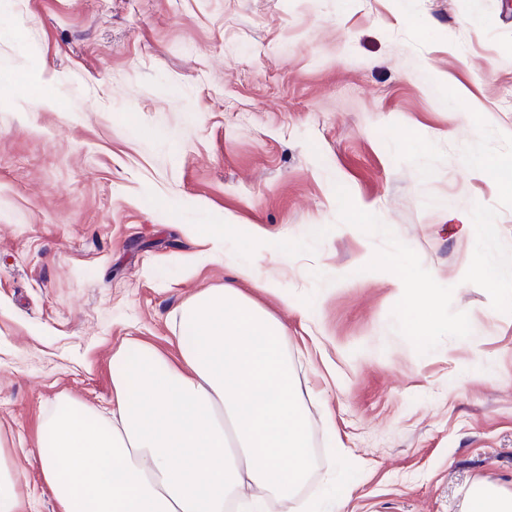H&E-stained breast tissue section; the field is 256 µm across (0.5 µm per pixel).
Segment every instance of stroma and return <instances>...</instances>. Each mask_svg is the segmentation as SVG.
<instances>
[{"instance_id": "1", "label": "stroma", "mask_w": 512, "mask_h": 512, "mask_svg": "<svg viewBox=\"0 0 512 512\" xmlns=\"http://www.w3.org/2000/svg\"><path fill=\"white\" fill-rule=\"evenodd\" d=\"M477 156L512 157V0H0V445L28 512H54L33 440L57 398L108 411L127 340L177 357L178 308L243 287L210 224L262 270L255 231L288 245L282 296H251L287 328L314 464L269 512L512 491V186ZM404 260L437 282L424 348Z\"/></svg>"}]
</instances>
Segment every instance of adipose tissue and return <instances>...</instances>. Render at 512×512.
I'll return each mask as SVG.
<instances>
[{
    "label": "adipose tissue",
    "mask_w": 512,
    "mask_h": 512,
    "mask_svg": "<svg viewBox=\"0 0 512 512\" xmlns=\"http://www.w3.org/2000/svg\"><path fill=\"white\" fill-rule=\"evenodd\" d=\"M405 327L436 323L428 280L397 276ZM178 319L177 359L137 339L112 358V408L59 397L35 457L55 512H265L264 492L296 495L312 469L310 432L285 326L239 288L207 289Z\"/></svg>",
    "instance_id": "adipose-tissue-1"
}]
</instances>
